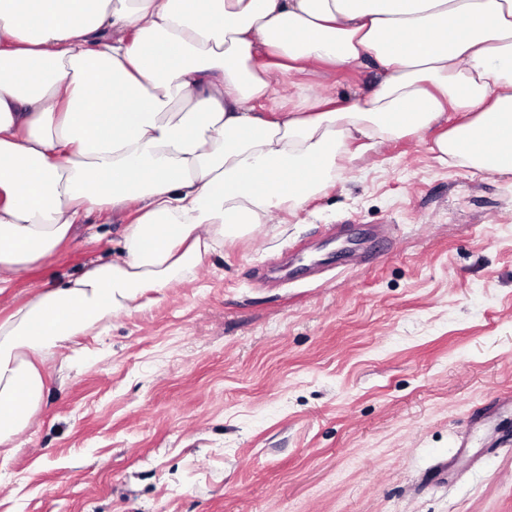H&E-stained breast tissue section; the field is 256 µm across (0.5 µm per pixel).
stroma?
Here are the masks:
<instances>
[{
  "label": "stroma",
  "mask_w": 512,
  "mask_h": 512,
  "mask_svg": "<svg viewBox=\"0 0 512 512\" xmlns=\"http://www.w3.org/2000/svg\"><path fill=\"white\" fill-rule=\"evenodd\" d=\"M377 78L279 84L344 104ZM130 220L78 225L0 317ZM142 302L49 355L0 512H512V175L392 139Z\"/></svg>",
  "instance_id": "obj_1"
}]
</instances>
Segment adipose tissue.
I'll return each instance as SVG.
<instances>
[{"label": "adipose tissue", "mask_w": 512, "mask_h": 512, "mask_svg": "<svg viewBox=\"0 0 512 512\" xmlns=\"http://www.w3.org/2000/svg\"><path fill=\"white\" fill-rule=\"evenodd\" d=\"M369 59L352 102L272 109L277 75ZM450 112L441 160L512 173V0H0V294L75 224L134 214L109 261L0 319V458L44 403L47 351L302 211L350 143Z\"/></svg>", "instance_id": "1"}]
</instances>
